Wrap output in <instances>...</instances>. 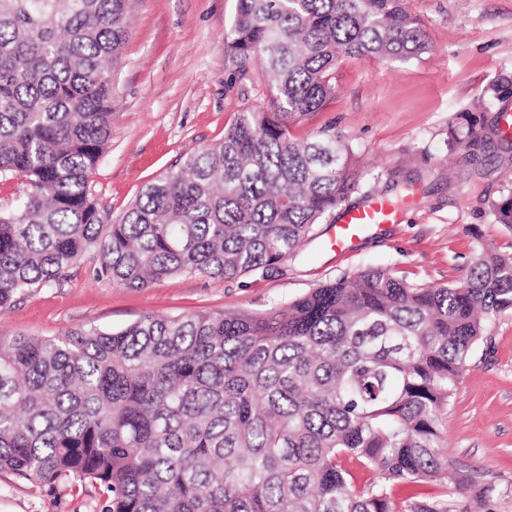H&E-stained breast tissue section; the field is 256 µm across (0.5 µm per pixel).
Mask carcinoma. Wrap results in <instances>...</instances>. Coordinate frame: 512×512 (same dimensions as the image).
Segmentation results:
<instances>
[{"mask_svg": "<svg viewBox=\"0 0 512 512\" xmlns=\"http://www.w3.org/2000/svg\"><path fill=\"white\" fill-rule=\"evenodd\" d=\"M124 0H0V308L95 275L132 290L178 275L267 276L361 190L334 128L293 130L336 95L347 58L429 49L405 0H238L236 72L258 57L267 109L237 114L108 221L90 179L112 139ZM467 115L448 144L501 130ZM512 228V187L489 204ZM512 311V252L481 250L459 282L388 267L343 274L265 312L144 315L119 329L0 335V470L91 482L103 512H454L466 487L442 420L487 323Z\"/></svg>", "mask_w": 512, "mask_h": 512, "instance_id": "1", "label": "carcinoma"}]
</instances>
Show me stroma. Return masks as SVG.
<instances>
[{"label":"stroma","instance_id":"obj_1","mask_svg":"<svg viewBox=\"0 0 512 512\" xmlns=\"http://www.w3.org/2000/svg\"><path fill=\"white\" fill-rule=\"evenodd\" d=\"M431 44L410 61L351 58L336 96L310 122L358 152L362 193L395 199L413 182L402 221L370 227L336 253L317 227L296 257L270 277L233 281L182 275L134 291L96 277L86 254L64 281L0 308V333L57 336L96 326L119 329L146 314L262 312L345 273L390 267L429 283L462 280L481 245L512 250V229L488 205L512 182V150L487 144L479 161L449 149L460 113L512 81V0H407ZM237 0H125L127 41L116 69L112 140L91 182L105 216L118 217L141 188L177 168L184 153L220 142L238 112L270 105L259 61L238 76L224 49ZM446 453L468 479L455 512H512V313L492 319L469 357L444 420ZM102 488L39 485L0 471V512H102Z\"/></svg>","mask_w":512,"mask_h":512}]
</instances>
